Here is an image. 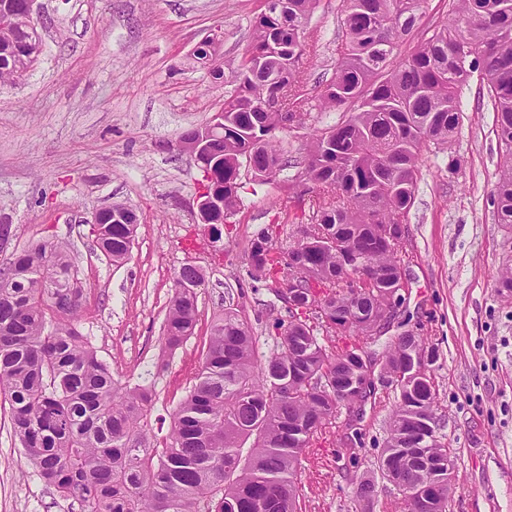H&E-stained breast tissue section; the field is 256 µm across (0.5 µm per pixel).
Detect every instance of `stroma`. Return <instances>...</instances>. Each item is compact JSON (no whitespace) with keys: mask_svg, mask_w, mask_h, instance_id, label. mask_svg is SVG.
I'll use <instances>...</instances> for the list:
<instances>
[{"mask_svg":"<svg viewBox=\"0 0 512 512\" xmlns=\"http://www.w3.org/2000/svg\"><path fill=\"white\" fill-rule=\"evenodd\" d=\"M51 25L43 52L16 83L0 85V263L49 240L70 254L82 291L74 326L120 384L153 385L148 422L164 437L199 367L214 320L243 310L260 352L268 308L285 273L256 282L249 250L263 229L296 239L304 216L285 179L255 186L242 174L245 205L211 244L194 199L200 171L181 151V134L206 124L232 86L214 80L191 50L224 30L218 59L232 71L248 49L264 0H37ZM341 0H320L308 28L318 57L306 89L336 66ZM462 121L447 148L425 155L407 224L404 266L409 328L436 348V416L456 453L451 512H512V291L499 287L512 266V227L496 223L491 193L502 154L491 103L471 78L460 92ZM460 160L448 172L449 156ZM119 204L140 223L129 260L112 266L94 245L97 210ZM199 266L195 333L168 351L163 324L184 263ZM391 401L367 410V442L357 461L338 456L332 438L312 441L298 476L302 512H403L402 494L383 485L374 505L357 495L373 468ZM0 512H81L45 482L18 448L8 402L0 397Z\"/></svg>","mask_w":512,"mask_h":512,"instance_id":"obj_1","label":"stroma"}]
</instances>
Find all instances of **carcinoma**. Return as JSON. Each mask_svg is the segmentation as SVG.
<instances>
[{
	"mask_svg": "<svg viewBox=\"0 0 512 512\" xmlns=\"http://www.w3.org/2000/svg\"><path fill=\"white\" fill-rule=\"evenodd\" d=\"M317 2L288 0L282 14L254 21V40L224 96V136L200 163L215 174L201 186L224 199V209L209 217L213 225L244 206L243 168L259 186L296 168L289 182L299 188L297 198L308 196L311 223L294 244L275 246L271 227L252 242L257 274L282 265L314 291L303 314L276 292L287 318L273 322L267 353L259 354L247 320L225 309L169 432L156 440L146 422L153 390L117 384L71 326L81 291L72 287L70 256L45 241L0 265V394L14 437L41 478L83 512H298L303 449L315 438L343 428L349 445L337 454L357 458L364 447L359 422L377 391L361 388L363 377L352 387L354 369L367 368L371 345L396 318L421 157L458 129L459 90L475 72L502 147L494 216L512 227V0H452L450 18L422 31L405 57L400 49L417 29L424 0H342L334 76L309 91L301 67L316 57L307 25ZM276 40L288 44L286 64L269 58ZM41 51L42 40L23 24L11 40L0 39V84L22 76ZM339 108V122L313 129L302 159L288 158L279 133ZM134 232L132 224H103L96 244L118 267ZM362 271L373 278L368 288L359 285ZM203 284L193 268L176 275L163 327L168 350L194 334ZM413 355L436 358L420 334L395 336L382 380L397 400L379 454L380 479H402L405 512H414L413 491L426 476L400 459L415 447L423 422L438 426L436 392L412 394L399 385Z\"/></svg>",
	"mask_w": 512,
	"mask_h": 512,
	"instance_id": "1",
	"label": "carcinoma"
}]
</instances>
